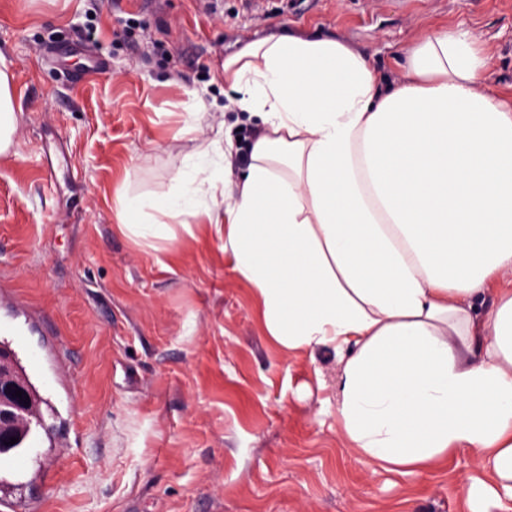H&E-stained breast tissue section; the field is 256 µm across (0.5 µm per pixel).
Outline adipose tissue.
<instances>
[{
  "mask_svg": "<svg viewBox=\"0 0 512 512\" xmlns=\"http://www.w3.org/2000/svg\"><path fill=\"white\" fill-rule=\"evenodd\" d=\"M8 64L0 156L16 147ZM490 65L470 31L435 30L385 90L345 40L248 42L224 60L225 111L263 124L246 174L226 180L220 133L168 192L114 205L148 247L214 229L269 338L332 351L341 431L369 466L422 476L469 450V512H512V101Z\"/></svg>",
  "mask_w": 512,
  "mask_h": 512,
  "instance_id": "ef3b65f1",
  "label": "adipose tissue"
}]
</instances>
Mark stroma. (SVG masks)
Here are the masks:
<instances>
[{
    "instance_id": "1",
    "label": "stroma",
    "mask_w": 512,
    "mask_h": 512,
    "mask_svg": "<svg viewBox=\"0 0 512 512\" xmlns=\"http://www.w3.org/2000/svg\"><path fill=\"white\" fill-rule=\"evenodd\" d=\"M455 27L511 99L512 0H0L21 107L0 156V341L51 406L49 436L0 464V512H462L474 457L366 465L337 421V364L277 350L210 226L154 250L113 210L120 187L166 192L220 128L231 179L246 173L259 120L223 106L224 59L247 42L340 37L390 83L409 45ZM93 56L104 74L75 84Z\"/></svg>"
}]
</instances>
